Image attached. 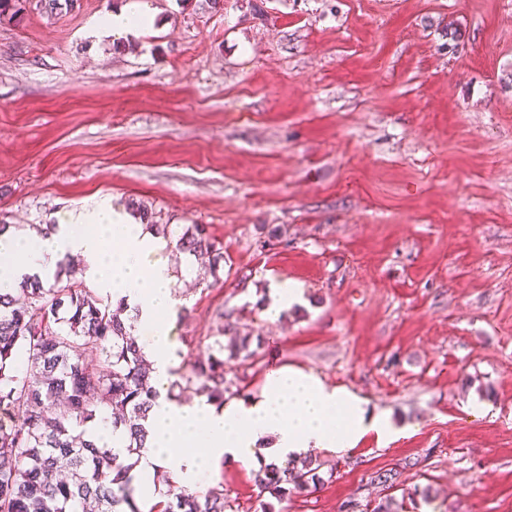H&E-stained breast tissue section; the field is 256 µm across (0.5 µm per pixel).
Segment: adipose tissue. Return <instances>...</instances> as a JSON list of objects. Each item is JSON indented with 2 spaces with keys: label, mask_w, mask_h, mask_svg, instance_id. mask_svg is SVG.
<instances>
[{
  "label": "adipose tissue",
  "mask_w": 512,
  "mask_h": 512,
  "mask_svg": "<svg viewBox=\"0 0 512 512\" xmlns=\"http://www.w3.org/2000/svg\"><path fill=\"white\" fill-rule=\"evenodd\" d=\"M150 0H127L96 23L91 36L132 37L152 27ZM58 228L28 242L13 230L0 232V288L26 275L51 272L64 255L79 256L84 275L113 297L139 310L140 345L158 381H166L173 361L168 321L175 314V276L160 236L144 230L130 214L106 198L61 215ZM145 425L149 441L133 469L143 496H157L149 478L157 468L172 472L188 490L204 492L221 461L297 457L311 448L342 451L366 434L390 441L394 432L380 414H367L360 398L331 388L313 374L271 371L259 398L216 405L180 403L160 394Z\"/></svg>",
  "instance_id": "obj_1"
}]
</instances>
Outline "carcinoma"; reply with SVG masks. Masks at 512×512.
<instances>
[{"label":"carcinoma","mask_w":512,"mask_h":512,"mask_svg":"<svg viewBox=\"0 0 512 512\" xmlns=\"http://www.w3.org/2000/svg\"><path fill=\"white\" fill-rule=\"evenodd\" d=\"M79 0H0V21L21 18L26 6L51 17ZM179 254L208 257L213 288L221 283L223 248L198 224L172 235L168 224H148ZM124 302H111L74 278L67 260L53 282L22 278L0 292V512H142L131 470L145 447L144 421L158 397L156 379L131 336ZM260 336H216L196 358L171 370L170 388L192 389L221 406L235 394L229 374L255 361ZM111 419L122 449L84 438L85 426ZM320 464L305 457L256 473L259 494L282 500L321 481ZM224 491L198 497L184 489L160 498L149 512H225Z\"/></svg>","instance_id":"cac0c4a2"}]
</instances>
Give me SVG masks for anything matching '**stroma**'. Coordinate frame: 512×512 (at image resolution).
Segmentation results:
<instances>
[{
  "mask_svg": "<svg viewBox=\"0 0 512 512\" xmlns=\"http://www.w3.org/2000/svg\"><path fill=\"white\" fill-rule=\"evenodd\" d=\"M153 4L124 40L89 35L122 0L0 23V224L203 225L224 285L176 286L175 352L264 337L239 398L292 367L401 429L310 449L323 484L276 512H512V0ZM257 470L216 467L226 512H262ZM302 295L303 292L298 285L290 282L280 283L275 288L271 305L267 308L268 314L278 315L282 310L301 302Z\"/></svg>",
  "mask_w": 512,
  "mask_h": 512,
  "instance_id": "stroma-1",
  "label": "stroma"
}]
</instances>
